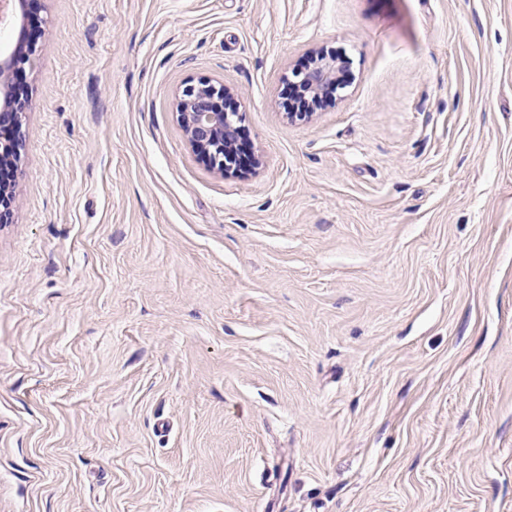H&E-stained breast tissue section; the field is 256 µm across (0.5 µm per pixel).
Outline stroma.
<instances>
[{
  "label": "stroma",
  "mask_w": 512,
  "mask_h": 512,
  "mask_svg": "<svg viewBox=\"0 0 512 512\" xmlns=\"http://www.w3.org/2000/svg\"><path fill=\"white\" fill-rule=\"evenodd\" d=\"M31 10L0 512H512V0H24L0 55ZM344 66V62L335 56H320L310 67L292 72L290 83L304 89V94L311 99L320 101L332 96L336 91V72ZM224 94L223 85L188 84L177 103V114L190 143L202 148L208 162L225 172L237 166L229 145L241 131L242 115L225 108Z\"/></svg>",
  "instance_id": "1"
}]
</instances>
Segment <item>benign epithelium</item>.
Masks as SVG:
<instances>
[{"instance_id": "obj_1", "label": "benign epithelium", "mask_w": 512, "mask_h": 512, "mask_svg": "<svg viewBox=\"0 0 512 512\" xmlns=\"http://www.w3.org/2000/svg\"><path fill=\"white\" fill-rule=\"evenodd\" d=\"M34 50L16 49L0 62V76L15 63L31 65ZM344 63L335 56H320L310 67L292 72L293 83L304 89V94L317 101L331 96L336 91V72ZM224 86L201 81L188 84L177 103V112L190 143L202 148L208 162L222 170L236 167L229 145L241 131L242 115L225 108ZM0 131L19 124L26 109L23 94L12 89L6 82L0 83Z\"/></svg>"}]
</instances>
